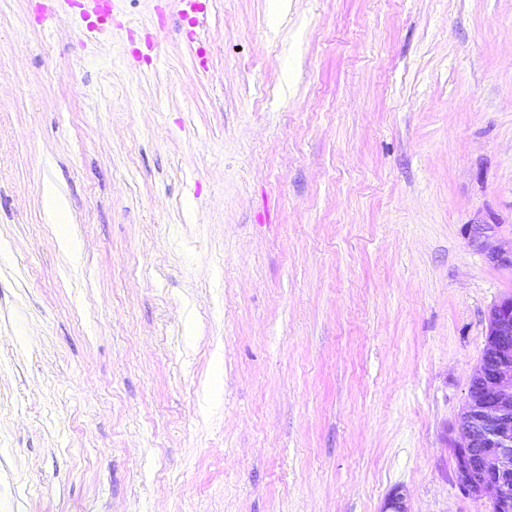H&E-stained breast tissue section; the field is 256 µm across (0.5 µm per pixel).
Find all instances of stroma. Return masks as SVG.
I'll return each instance as SVG.
<instances>
[{
	"label": "stroma",
	"instance_id": "obj_1",
	"mask_svg": "<svg viewBox=\"0 0 512 512\" xmlns=\"http://www.w3.org/2000/svg\"><path fill=\"white\" fill-rule=\"evenodd\" d=\"M201 3L0 0V512H488L512 0ZM490 353L470 384L469 422L462 425L460 489L468 496L490 494V512H512V297L490 312ZM493 357L489 363L488 357Z\"/></svg>",
	"mask_w": 512,
	"mask_h": 512
}]
</instances>
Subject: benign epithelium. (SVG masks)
<instances>
[{"instance_id": "7a95c632", "label": "benign epithelium", "mask_w": 512, "mask_h": 512, "mask_svg": "<svg viewBox=\"0 0 512 512\" xmlns=\"http://www.w3.org/2000/svg\"><path fill=\"white\" fill-rule=\"evenodd\" d=\"M490 353L469 387V422L461 428L460 489L490 495V512H512V297L490 312Z\"/></svg>"}]
</instances>
